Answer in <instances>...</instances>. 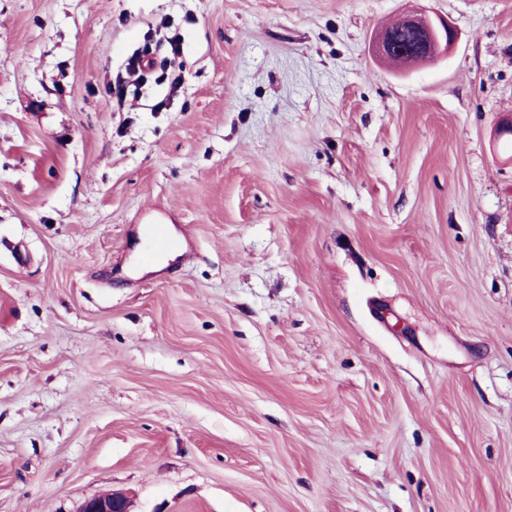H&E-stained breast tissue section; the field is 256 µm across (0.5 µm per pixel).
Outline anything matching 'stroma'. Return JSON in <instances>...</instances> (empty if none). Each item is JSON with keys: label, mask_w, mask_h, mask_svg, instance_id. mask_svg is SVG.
Returning a JSON list of instances; mask_svg holds the SVG:
<instances>
[{"label": "stroma", "mask_w": 512, "mask_h": 512, "mask_svg": "<svg viewBox=\"0 0 512 512\" xmlns=\"http://www.w3.org/2000/svg\"><path fill=\"white\" fill-rule=\"evenodd\" d=\"M507 113L512 0H0V512H512ZM403 23L413 31L404 27L401 22L388 27L393 34L397 48L404 52V55L401 56L394 55L392 61L399 63L414 62L409 56L416 47V33L420 38V53L415 62L419 63L430 64L435 62L456 41L455 30L448 23V20H440L437 24L421 13H413L404 17ZM390 31L383 30L374 39L372 51L377 58L388 59L396 52ZM78 512H132L131 501L122 493L112 492L86 499Z\"/></svg>", "instance_id": "1"}]
</instances>
